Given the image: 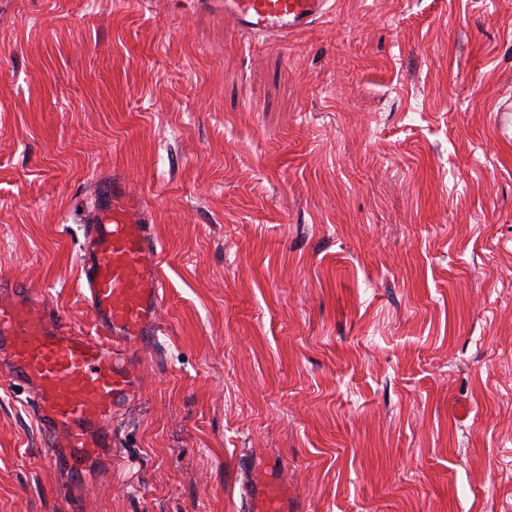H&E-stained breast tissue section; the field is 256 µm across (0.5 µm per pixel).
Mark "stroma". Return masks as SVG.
Instances as JSON below:
<instances>
[{
	"instance_id": "stroma-1",
	"label": "stroma",
	"mask_w": 512,
	"mask_h": 512,
	"mask_svg": "<svg viewBox=\"0 0 512 512\" xmlns=\"http://www.w3.org/2000/svg\"><path fill=\"white\" fill-rule=\"evenodd\" d=\"M165 277L112 467L46 466L0 366V512H512V0H334L288 40L210 0H0V277L84 333L96 174ZM244 474V512H297L290 511L288 487L280 478L260 477L252 461L245 463Z\"/></svg>"
}]
</instances>
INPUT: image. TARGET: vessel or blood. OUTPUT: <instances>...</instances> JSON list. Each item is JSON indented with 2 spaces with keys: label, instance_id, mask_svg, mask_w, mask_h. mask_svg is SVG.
Returning a JSON list of instances; mask_svg holds the SVG:
<instances>
[{
  "label": "vessel or blood",
  "instance_id": "1",
  "mask_svg": "<svg viewBox=\"0 0 512 512\" xmlns=\"http://www.w3.org/2000/svg\"><path fill=\"white\" fill-rule=\"evenodd\" d=\"M224 14L253 37L288 36L323 19L329 0H223ZM84 226L80 268L93 334L75 330L44 291L0 279V359L22 389L48 442L47 465L93 482L112 465V417L139 395L135 352L160 330L165 282L153 214L122 171L98 176ZM244 512H290L288 488L246 462Z\"/></svg>",
  "mask_w": 512,
  "mask_h": 512
}]
</instances>
